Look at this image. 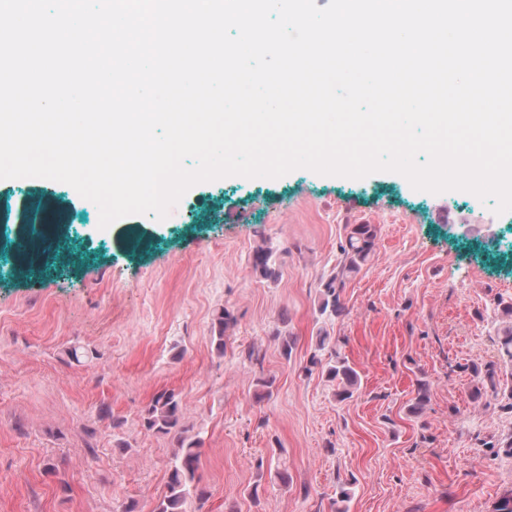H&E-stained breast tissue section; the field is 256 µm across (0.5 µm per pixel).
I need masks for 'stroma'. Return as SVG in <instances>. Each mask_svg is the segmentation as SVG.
<instances>
[{"mask_svg": "<svg viewBox=\"0 0 512 512\" xmlns=\"http://www.w3.org/2000/svg\"><path fill=\"white\" fill-rule=\"evenodd\" d=\"M41 196L64 212L60 249L80 267L18 263L20 221ZM495 206L395 172L299 168L201 182L171 221L130 215L103 229L68 184L0 180V512H114L128 500L152 512L177 450L176 433L142 422L163 390L201 441L209 496L189 512H336L344 485L348 512H494L512 492L499 447L512 413L505 397L472 398L469 368L498 361L512 324L497 310L512 298V211ZM362 222L377 227L376 251L347 282L344 315L321 316L320 282L346 224ZM261 245L277 281L253 270ZM224 308L236 323L219 351ZM323 330L360 375L344 402L309 366ZM75 347L87 358L72 360ZM422 382L429 402L415 415Z\"/></svg>", "mask_w": 512, "mask_h": 512, "instance_id": "obj_1", "label": "stroma"}]
</instances>
